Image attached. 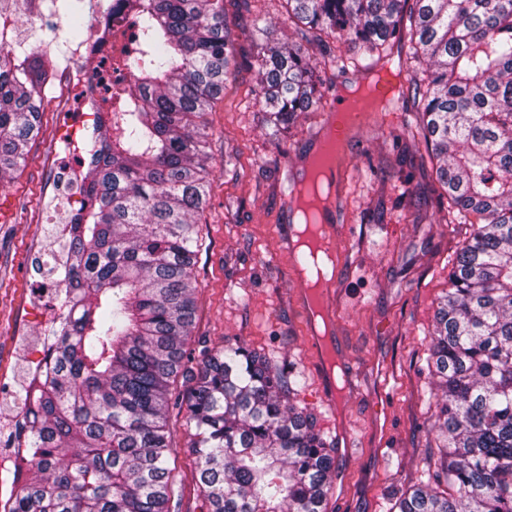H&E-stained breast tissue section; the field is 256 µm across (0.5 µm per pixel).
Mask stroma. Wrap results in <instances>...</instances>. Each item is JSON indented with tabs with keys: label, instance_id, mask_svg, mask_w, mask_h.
Returning <instances> with one entry per match:
<instances>
[{
	"label": "stroma",
	"instance_id": "obj_1",
	"mask_svg": "<svg viewBox=\"0 0 512 512\" xmlns=\"http://www.w3.org/2000/svg\"><path fill=\"white\" fill-rule=\"evenodd\" d=\"M256 77V69H241L206 115L213 175L192 338L214 348H262L301 371L306 383L297 401L315 410L319 427L336 443L329 512H388L437 458L435 409L427 402L430 333L448 289L452 250L471 227L448 223L438 212L437 183L431 164L421 160L423 146L393 140L373 119L357 130L347 157L351 166L371 167L375 174L339 196L334 247L342 296L330 322L336 366L324 374L296 292L294 257L279 245L292 217L276 181L288 173L302 176L315 149L312 133L326 115L299 118L292 138L274 143L260 116L244 109ZM60 122L53 101L44 99L39 134L24 163L0 182V369L11 375L23 369L32 354L29 340L54 313L49 300L31 314L23 304L38 278V247L52 234L45 215ZM228 148L239 154L231 171L224 168ZM405 177L428 202L422 216L397 201L393 185ZM243 291L249 300L241 305L236 297ZM333 386L342 393L331 407L325 397ZM170 423V465L183 485L182 512H205L187 448L191 431L183 417Z\"/></svg>",
	"mask_w": 512,
	"mask_h": 512
}]
</instances>
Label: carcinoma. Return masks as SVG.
<instances>
[{"label": "carcinoma", "instance_id": "carcinoma-1", "mask_svg": "<svg viewBox=\"0 0 512 512\" xmlns=\"http://www.w3.org/2000/svg\"><path fill=\"white\" fill-rule=\"evenodd\" d=\"M300 40L252 11L245 109L277 138L325 98V70L389 69L381 123L437 161L453 252L430 359L434 472L391 512H512V0H283ZM135 48L96 112L85 196L63 244L62 310L44 378L21 386L31 448L10 512H180L170 386L185 375L207 512H327L336 448L293 402L301 374L240 345L187 349L212 176L205 115L239 72L224 0H117ZM49 62L0 46V179L36 136ZM393 115L395 120H386ZM445 482L453 493L434 488Z\"/></svg>", "mask_w": 512, "mask_h": 512}]
</instances>
